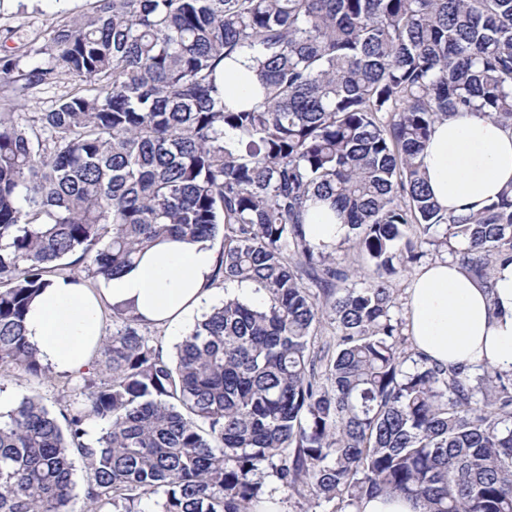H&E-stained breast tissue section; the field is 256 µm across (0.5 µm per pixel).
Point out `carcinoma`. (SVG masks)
<instances>
[{
    "mask_svg": "<svg viewBox=\"0 0 512 512\" xmlns=\"http://www.w3.org/2000/svg\"><path fill=\"white\" fill-rule=\"evenodd\" d=\"M41 53L0 82L84 88L47 112L0 106V375L49 373L24 320L65 258L106 281L221 225L211 286L264 299L225 296L173 357L111 308L81 399L0 412V512H256L261 470L346 508L512 512V370L405 352L389 284L424 245L488 286L512 263V186L449 216L420 158L460 113L512 129V0H95ZM243 53L262 88L248 107L216 82ZM319 201L374 268L359 288L306 237ZM325 318L330 356L311 347ZM412 501L402 497L378 496L363 500L355 512H418Z\"/></svg>",
    "mask_w": 512,
    "mask_h": 512,
    "instance_id": "cac0c4a2",
    "label": "carcinoma"
}]
</instances>
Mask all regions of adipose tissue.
Returning <instances> with one entry per match:
<instances>
[{
	"label": "adipose tissue",
	"mask_w": 512,
	"mask_h": 512,
	"mask_svg": "<svg viewBox=\"0 0 512 512\" xmlns=\"http://www.w3.org/2000/svg\"><path fill=\"white\" fill-rule=\"evenodd\" d=\"M217 82L229 102L250 105L261 98L247 57L220 66ZM422 170L448 214L476 212L512 184V129L475 113L437 123ZM305 229L309 242L322 250L350 233L323 203L309 209ZM217 260L209 242L167 240L104 288L55 278L31 303L26 334L41 363L62 375L91 365L104 336L107 306L130 307L145 324L180 335L213 295ZM406 331L417 351L442 366L512 370V264L497 268L489 286L448 259L421 267L407 290Z\"/></svg>",
	"instance_id": "adipose-tissue-1"
}]
</instances>
